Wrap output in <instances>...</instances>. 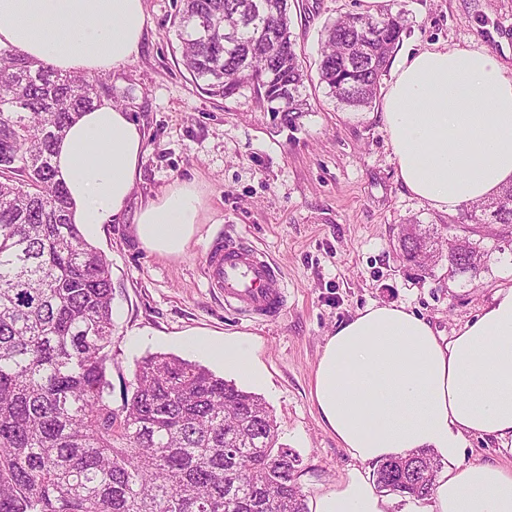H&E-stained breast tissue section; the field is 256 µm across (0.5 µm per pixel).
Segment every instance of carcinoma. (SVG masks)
Returning <instances> with one entry per match:
<instances>
[{"mask_svg":"<svg viewBox=\"0 0 512 512\" xmlns=\"http://www.w3.org/2000/svg\"><path fill=\"white\" fill-rule=\"evenodd\" d=\"M290 23L289 0H181L173 27L201 89L228 99L249 83L291 123L308 103ZM325 31L320 82L339 104L371 108L404 12L349 13ZM104 95L87 76L0 48V512H308L299 457L278 444L259 395L154 353L112 407L110 266L73 223L52 164ZM482 224L512 228V185L446 224L417 225L400 254L425 273L444 233L461 232L472 263H448V281L471 282L491 259L470 238ZM439 468L429 450L390 458L376 488L422 500Z\"/></svg>","mask_w":512,"mask_h":512,"instance_id":"carcinoma-1","label":"carcinoma"}]
</instances>
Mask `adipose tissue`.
Masks as SVG:
<instances>
[{"instance_id": "1", "label": "adipose tissue", "mask_w": 512, "mask_h": 512, "mask_svg": "<svg viewBox=\"0 0 512 512\" xmlns=\"http://www.w3.org/2000/svg\"><path fill=\"white\" fill-rule=\"evenodd\" d=\"M145 25V0H0V48H17L61 73L92 76L130 63ZM379 118L400 180L438 212L512 184V69L488 51L434 47L406 57L383 93ZM144 157L141 127L109 100L67 129L53 165L81 232L125 212ZM201 205L194 183H174L141 206L135 234L149 251L182 254ZM203 348L225 369L261 381L247 338ZM311 400L361 462L421 448L447 460L421 512H512V467L457 460L471 434L512 455V286L451 337L405 306H366L325 337ZM311 512H391V503L358 473L318 494Z\"/></svg>"}]
</instances>
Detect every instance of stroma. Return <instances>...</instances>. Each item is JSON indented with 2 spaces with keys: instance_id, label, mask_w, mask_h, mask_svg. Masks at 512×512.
<instances>
[{
  "instance_id": "35a3bbf8",
  "label": "stroma",
  "mask_w": 512,
  "mask_h": 512,
  "mask_svg": "<svg viewBox=\"0 0 512 512\" xmlns=\"http://www.w3.org/2000/svg\"><path fill=\"white\" fill-rule=\"evenodd\" d=\"M291 32L310 80V107L294 124L269 112L250 88L222 100L197 88L180 62L172 20L178 0H145L146 35L130 64L99 74L124 99L145 134V157L126 213L100 225L93 244L112 276V402L135 364L156 352L222 365L189 340L244 334L266 381L257 393L272 410L278 438L300 457L306 497L333 487L361 464L338 444L312 404L310 384L325 336L365 306L395 304L453 336L500 287L512 284V252L493 253L487 272L450 285L446 263L432 274L404 264L395 248L402 224H443L400 181L388 136L373 115L342 109L316 73L327 23L380 8L404 11L398 54L469 44L512 68V0H297ZM198 187L201 222L178 256L144 248L133 231L142 202L174 182ZM252 242L279 267L287 305L264 320L224 305L204 275L217 237Z\"/></svg>"
}]
</instances>
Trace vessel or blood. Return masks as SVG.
<instances>
[{"mask_svg": "<svg viewBox=\"0 0 512 512\" xmlns=\"http://www.w3.org/2000/svg\"><path fill=\"white\" fill-rule=\"evenodd\" d=\"M211 287L224 296V304L252 315L274 319L286 304L285 281L266 254L244 241L213 244L205 258Z\"/></svg>", "mask_w": 512, "mask_h": 512, "instance_id": "b4317fda", "label": "vessel or blood"}]
</instances>
